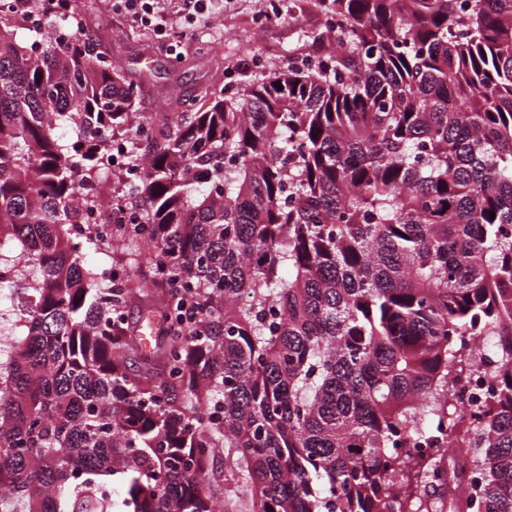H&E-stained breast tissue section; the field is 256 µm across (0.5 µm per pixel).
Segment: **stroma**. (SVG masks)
Wrapping results in <instances>:
<instances>
[{
	"instance_id": "1",
	"label": "stroma",
	"mask_w": 512,
	"mask_h": 512,
	"mask_svg": "<svg viewBox=\"0 0 512 512\" xmlns=\"http://www.w3.org/2000/svg\"><path fill=\"white\" fill-rule=\"evenodd\" d=\"M268 3L280 17L256 29L254 19ZM78 9L99 53L141 84L142 112H187L200 88L219 91L228 82L256 83L282 71L285 60L320 49L316 36L324 23L307 0H207L203 17L186 29L172 55L149 30L114 12L110 0H78Z\"/></svg>"
}]
</instances>
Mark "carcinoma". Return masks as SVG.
<instances>
[{
    "label": "carcinoma",
    "instance_id": "1",
    "mask_svg": "<svg viewBox=\"0 0 512 512\" xmlns=\"http://www.w3.org/2000/svg\"><path fill=\"white\" fill-rule=\"evenodd\" d=\"M311 4L321 52L194 112L0 23V512H512V0ZM125 143L122 140H116L112 143L111 148V159H115V163H111L110 161V167L114 169H122L125 172L127 181L129 184H134L135 182L141 180L144 176V170L141 167H131L127 163L126 159V149H125ZM125 184L124 182L120 185L116 184L114 187L116 188L117 192H122L121 195L126 194L129 195V193H133L137 200L139 201V204H141V199L139 196L134 192L133 186L129 184ZM116 199H112V194L107 197V205L97 204L91 211L85 215V224H90L100 235L107 237L112 235L116 224H132L139 215L138 208L123 206V211L116 208ZM108 211L110 217L105 218L104 212ZM429 512H456L450 507L448 489L438 482L427 484L422 493Z\"/></svg>",
    "mask_w": 512,
    "mask_h": 512
}]
</instances>
